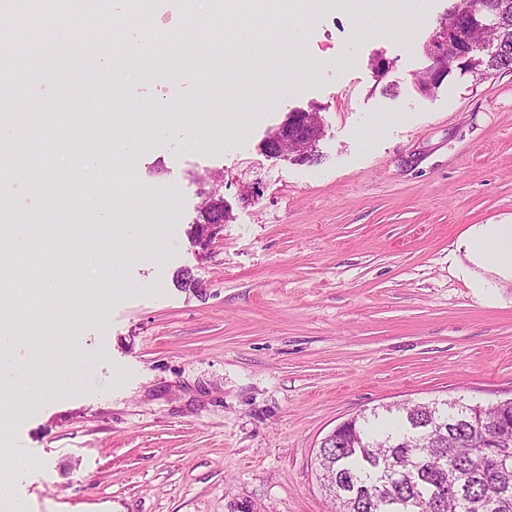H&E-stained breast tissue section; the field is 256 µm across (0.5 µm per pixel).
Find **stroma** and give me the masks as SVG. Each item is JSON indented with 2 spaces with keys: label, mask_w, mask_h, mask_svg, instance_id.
Instances as JSON below:
<instances>
[{
  "label": "stroma",
  "mask_w": 512,
  "mask_h": 512,
  "mask_svg": "<svg viewBox=\"0 0 512 512\" xmlns=\"http://www.w3.org/2000/svg\"><path fill=\"white\" fill-rule=\"evenodd\" d=\"M408 7L406 46L387 0H302L231 69L208 0L192 15L107 0L114 53L138 28L143 59L85 87L64 128L61 64L95 70L92 27L72 21L63 49L48 27L14 37L25 76L0 198L40 222L0 246V427L26 461L8 474L25 512H331L316 452L341 422L512 399V286L485 298L455 256L469 226L512 222V73L455 66L422 91L448 0ZM162 100L182 122L167 137L151 130ZM295 110L322 121L312 157L266 154ZM127 123L142 146L122 170L103 153L121 155ZM214 173L228 216L203 248ZM69 174L112 226L67 220ZM46 265L53 286L29 298Z\"/></svg>",
  "instance_id": "stroma-1"
}]
</instances>
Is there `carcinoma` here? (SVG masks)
<instances>
[{
    "label": "carcinoma",
    "mask_w": 512,
    "mask_h": 512,
    "mask_svg": "<svg viewBox=\"0 0 512 512\" xmlns=\"http://www.w3.org/2000/svg\"><path fill=\"white\" fill-rule=\"evenodd\" d=\"M479 40L498 39L500 52L480 58L481 72H512V0H452ZM497 15L500 28L479 23ZM225 211L205 202L203 224ZM355 418L344 443L317 455L324 483L342 489L339 512H512V465L494 468L483 448L489 434L512 436V401L491 407L452 402L402 404Z\"/></svg>",
    "instance_id": "carcinoma-1"
}]
</instances>
